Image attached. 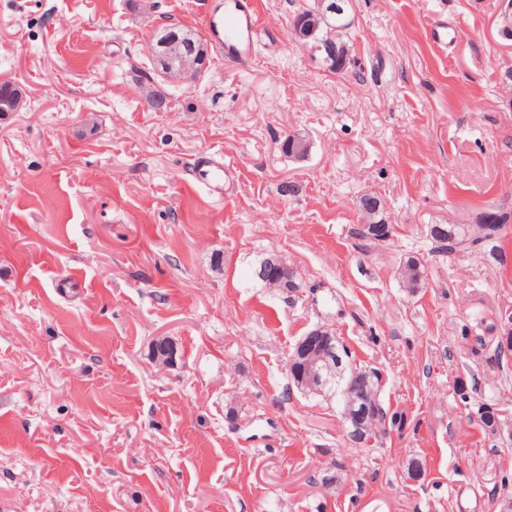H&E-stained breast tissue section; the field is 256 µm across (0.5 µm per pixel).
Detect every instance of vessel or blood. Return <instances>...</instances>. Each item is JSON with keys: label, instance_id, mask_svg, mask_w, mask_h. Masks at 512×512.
<instances>
[{"label": "vessel or blood", "instance_id": "b4317fda", "mask_svg": "<svg viewBox=\"0 0 512 512\" xmlns=\"http://www.w3.org/2000/svg\"><path fill=\"white\" fill-rule=\"evenodd\" d=\"M202 24L208 36L216 43H223L225 34H232L233 45L238 57H250L262 22L253 0H233L225 11L207 10L202 16ZM197 167L204 188L220 194L224 187V163L221 159L204 155L198 158Z\"/></svg>", "mask_w": 512, "mask_h": 512}]
</instances>
